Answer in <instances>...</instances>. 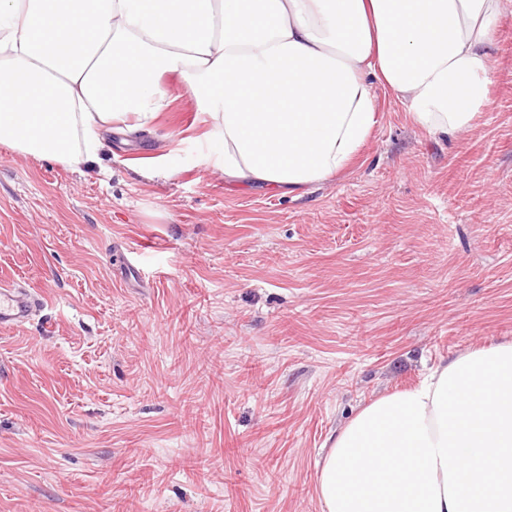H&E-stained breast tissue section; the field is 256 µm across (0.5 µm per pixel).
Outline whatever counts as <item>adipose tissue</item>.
Instances as JSON below:
<instances>
[{"label": "adipose tissue", "mask_w": 512, "mask_h": 512, "mask_svg": "<svg viewBox=\"0 0 512 512\" xmlns=\"http://www.w3.org/2000/svg\"><path fill=\"white\" fill-rule=\"evenodd\" d=\"M505 0H0V144L72 169L148 128L179 73L226 180L301 193L345 171L376 86L436 139L490 105ZM322 512H512V341L440 362L329 439Z\"/></svg>", "instance_id": "1"}]
</instances>
